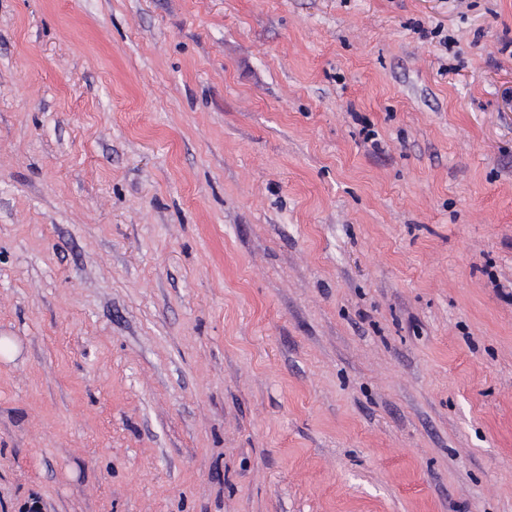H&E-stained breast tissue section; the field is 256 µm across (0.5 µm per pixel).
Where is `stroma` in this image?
Returning <instances> with one entry per match:
<instances>
[{
	"instance_id": "1",
	"label": "stroma",
	"mask_w": 512,
	"mask_h": 512,
	"mask_svg": "<svg viewBox=\"0 0 512 512\" xmlns=\"http://www.w3.org/2000/svg\"><path fill=\"white\" fill-rule=\"evenodd\" d=\"M511 41L0 0V512H512Z\"/></svg>"
}]
</instances>
